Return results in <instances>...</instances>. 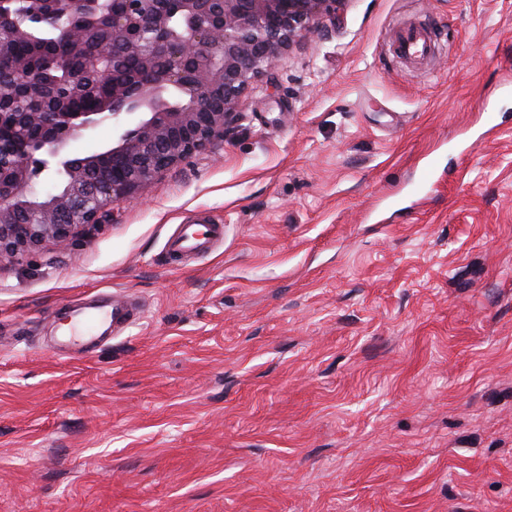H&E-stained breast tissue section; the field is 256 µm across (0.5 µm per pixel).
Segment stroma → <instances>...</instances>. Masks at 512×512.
<instances>
[{
  "mask_svg": "<svg viewBox=\"0 0 512 512\" xmlns=\"http://www.w3.org/2000/svg\"><path fill=\"white\" fill-rule=\"evenodd\" d=\"M0 512H512V0H338L222 142L0 264ZM401 54L406 59L415 60L426 57L435 49V43L425 30L400 31L395 35ZM224 242V227L211 223L207 217H197L188 224H179L167 240L171 256L183 257L209 249Z\"/></svg>",
  "mask_w": 512,
  "mask_h": 512,
  "instance_id": "35a3bbf8",
  "label": "stroma"
}]
</instances>
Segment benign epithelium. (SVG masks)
<instances>
[{
    "instance_id": "obj_1",
    "label": "benign epithelium",
    "mask_w": 512,
    "mask_h": 512,
    "mask_svg": "<svg viewBox=\"0 0 512 512\" xmlns=\"http://www.w3.org/2000/svg\"><path fill=\"white\" fill-rule=\"evenodd\" d=\"M32 2L64 37L67 50L53 65L68 70L84 54L87 65L63 93L24 58L12 60L21 81L0 91V106L27 100L42 111L19 113L32 136L0 160V263L46 243L68 248L111 207L138 199L159 175L224 139L249 84L282 51L319 33L337 0H112V15L83 27L66 17L95 15L99 0ZM26 37L0 11V51ZM127 56L138 62L130 77L121 75ZM88 80L112 81V97L97 112H75ZM106 122L111 147L70 154L72 140ZM103 153L112 156V175L94 177ZM50 168L55 188L35 190L34 179Z\"/></svg>"
}]
</instances>
